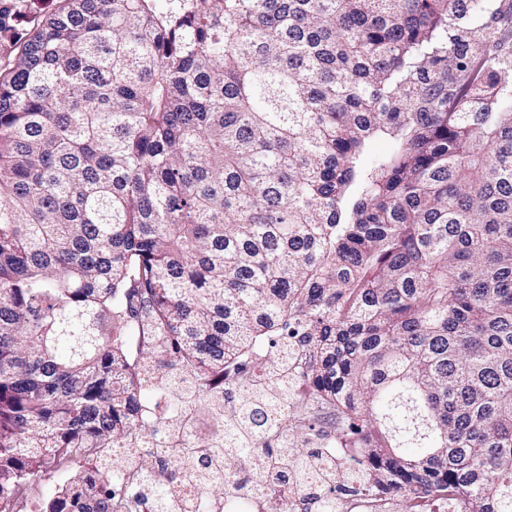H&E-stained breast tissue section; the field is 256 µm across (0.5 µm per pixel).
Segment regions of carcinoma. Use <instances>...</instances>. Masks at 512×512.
Masks as SVG:
<instances>
[{"instance_id": "carcinoma-1", "label": "carcinoma", "mask_w": 512, "mask_h": 512, "mask_svg": "<svg viewBox=\"0 0 512 512\" xmlns=\"http://www.w3.org/2000/svg\"><path fill=\"white\" fill-rule=\"evenodd\" d=\"M291 336L272 432L330 406L352 466L271 475L512 512V0H0V512H170L153 460L206 406L245 463L224 387L281 413ZM65 479L66 474L62 472L55 473L50 478H36L34 484L24 494L20 505L23 512H34L38 503L50 498L55 493L56 487Z\"/></svg>"}]
</instances>
